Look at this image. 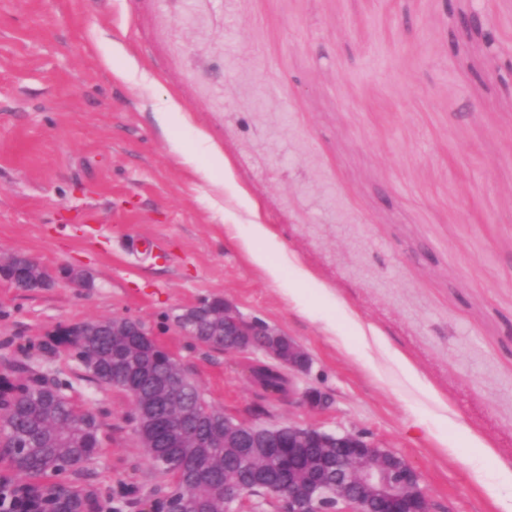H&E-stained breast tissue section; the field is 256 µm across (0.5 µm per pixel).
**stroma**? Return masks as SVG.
<instances>
[{
  "mask_svg": "<svg viewBox=\"0 0 512 512\" xmlns=\"http://www.w3.org/2000/svg\"><path fill=\"white\" fill-rule=\"evenodd\" d=\"M462 13L496 53L449 49ZM511 61L512 0H0V254L55 276L32 293L0 281V365L39 346L35 364L97 416L101 512L124 486L122 512H143L160 481L125 392L46 340L113 316L143 322L238 419L365 433L441 512H504ZM172 101L174 129L158 119ZM213 147L220 186L183 161ZM253 223L290 266L280 281L244 243ZM215 296L296 339L312 358L298 386L331 410L260 395L252 355L181 332L176 316Z\"/></svg>",
  "mask_w": 512,
  "mask_h": 512,
  "instance_id": "1",
  "label": "stroma"
}]
</instances>
